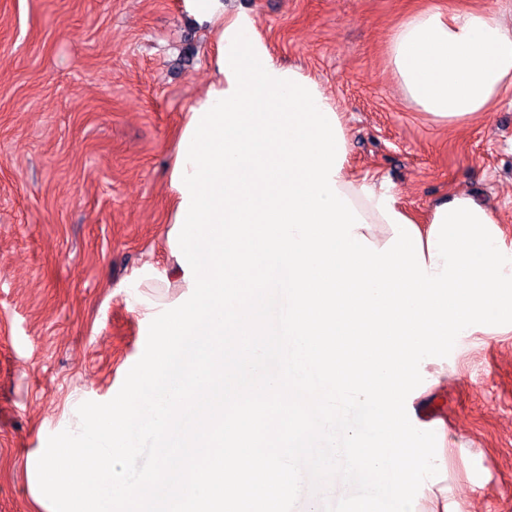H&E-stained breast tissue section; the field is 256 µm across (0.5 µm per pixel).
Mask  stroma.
Segmentation results:
<instances>
[{
	"label": "stroma",
	"instance_id": "obj_1",
	"mask_svg": "<svg viewBox=\"0 0 512 512\" xmlns=\"http://www.w3.org/2000/svg\"><path fill=\"white\" fill-rule=\"evenodd\" d=\"M423 0H224L315 79L348 132L346 170L423 216L485 201L512 247V92L461 125L405 101L387 46ZM215 32L182 0H0V512H50L34 464L141 357L148 322L186 301L149 288L174 263L169 174L213 75ZM413 425L443 418L448 512H512V324L479 325L420 369Z\"/></svg>",
	"mask_w": 512,
	"mask_h": 512
}]
</instances>
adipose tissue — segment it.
<instances>
[{
    "mask_svg": "<svg viewBox=\"0 0 512 512\" xmlns=\"http://www.w3.org/2000/svg\"><path fill=\"white\" fill-rule=\"evenodd\" d=\"M387 54L405 99L437 123L456 124L489 111L512 89V27L492 10L451 13L432 0L406 14ZM336 180L365 218V237L383 246L393 232L377 209L380 190L343 171Z\"/></svg>",
    "mask_w": 512,
    "mask_h": 512,
    "instance_id": "ef3b65f1",
    "label": "adipose tissue"
}]
</instances>
